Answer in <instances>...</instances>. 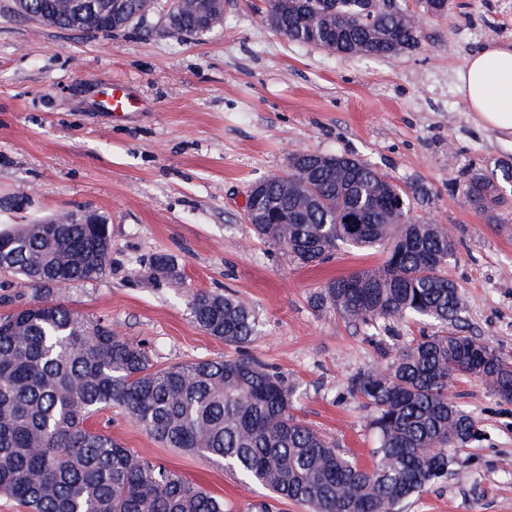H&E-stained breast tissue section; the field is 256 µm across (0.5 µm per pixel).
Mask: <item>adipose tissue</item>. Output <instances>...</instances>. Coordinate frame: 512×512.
<instances>
[{
    "instance_id": "obj_1",
    "label": "adipose tissue",
    "mask_w": 512,
    "mask_h": 512,
    "mask_svg": "<svg viewBox=\"0 0 512 512\" xmlns=\"http://www.w3.org/2000/svg\"><path fill=\"white\" fill-rule=\"evenodd\" d=\"M458 90L476 124L512 136V41H493L471 54Z\"/></svg>"
}]
</instances>
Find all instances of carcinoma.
Wrapping results in <instances>:
<instances>
[{
	"mask_svg": "<svg viewBox=\"0 0 512 512\" xmlns=\"http://www.w3.org/2000/svg\"><path fill=\"white\" fill-rule=\"evenodd\" d=\"M97 0H33L54 26L97 32L99 13L77 17L73 6ZM322 0H266L276 31L295 43L340 56H389L418 47L421 30L407 18L406 0L368 10L366 0H328L341 23L326 25ZM142 0H124L109 30L127 27ZM177 35H200L195 11L179 13ZM334 168L299 158L307 174L261 187L264 210L277 224H255V235L286 247L303 265L344 249H378L383 265L327 282L313 296L354 325L430 319L446 326L413 338L383 367L357 373L349 392L371 410L375 464L361 468L324 435L291 413L294 387L248 355L155 369L142 345L54 299L52 285L92 281L111 263L110 235L93 224H13L0 227V270L35 290L20 310L0 316V495L29 512H224V501L177 473L142 459L87 426L116 406L168 448L222 461L244 479L310 512H398L401 503L448 478L455 454L482 439L478 420L448 397L455 377L476 378L512 401V354L458 325L464 294L445 275L456 256L444 224H418L408 191L361 160L339 155ZM512 166L476 171L464 183L466 202L493 214L504 203L501 183ZM357 211L361 224L345 219ZM149 266L174 282L171 256ZM195 325L238 348L257 332L254 312L230 296L198 291L188 302Z\"/></svg>",
	"mask_w": 512,
	"mask_h": 512,
	"instance_id": "cac0c4a2",
	"label": "carcinoma"
}]
</instances>
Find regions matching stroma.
Listing matches in <instances>:
<instances>
[{
  "mask_svg": "<svg viewBox=\"0 0 512 512\" xmlns=\"http://www.w3.org/2000/svg\"><path fill=\"white\" fill-rule=\"evenodd\" d=\"M165 8L157 0L141 26L75 33L18 18L0 0V225L74 209L103 217L111 266L57 296L142 343L157 368L236 356L186 305L200 290L233 294L259 320L248 351L295 386L293 414L372 467L370 411L348 382L440 326L393 320L374 330L315 309L321 285L380 265L383 253L301 266L256 238L245 201L298 151L350 154L403 187L423 186L411 211L456 235L447 275L464 293L465 329L512 352V234L463 197L469 173L512 162V137L476 125L456 82L472 53L512 40V0H453L425 19L419 49L384 57L287 41L265 22L264 0H226L223 24L202 37L171 33ZM108 81L123 85L130 111L101 105ZM155 253L175 259L180 283L153 279L145 261ZM451 396L485 437L400 512H512V403L466 377ZM88 425L223 498L228 512H305L221 463L164 447L119 408Z\"/></svg>",
  "mask_w": 512,
  "mask_h": 512,
  "instance_id": "1",
  "label": "stroma"
}]
</instances>
